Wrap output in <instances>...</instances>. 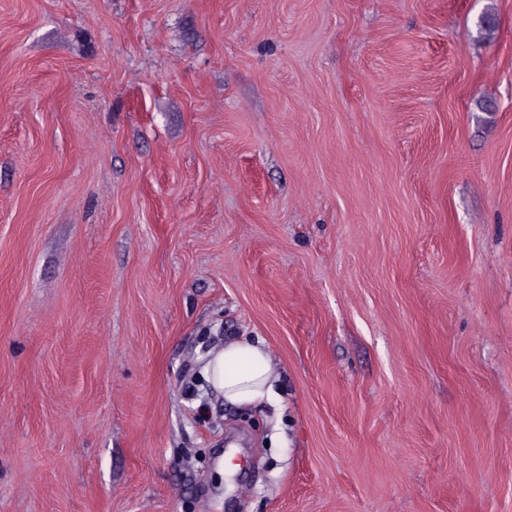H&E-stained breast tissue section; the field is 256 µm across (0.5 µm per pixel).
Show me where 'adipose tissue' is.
I'll use <instances>...</instances> for the list:
<instances>
[{"label":"adipose tissue","mask_w":512,"mask_h":512,"mask_svg":"<svg viewBox=\"0 0 512 512\" xmlns=\"http://www.w3.org/2000/svg\"><path fill=\"white\" fill-rule=\"evenodd\" d=\"M203 374L225 401L248 404L276 396L275 379L264 344L238 338L212 352L203 366Z\"/></svg>","instance_id":"obj_1"}]
</instances>
